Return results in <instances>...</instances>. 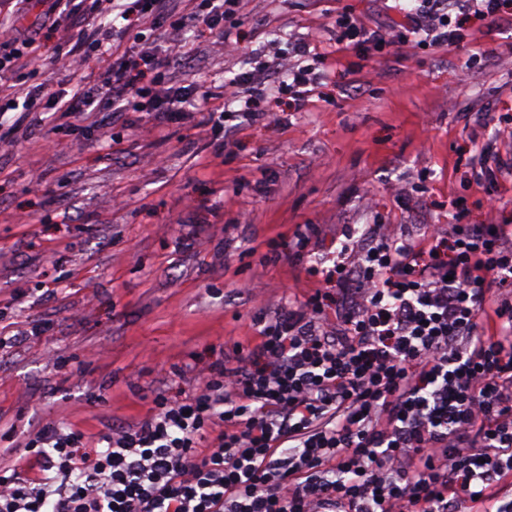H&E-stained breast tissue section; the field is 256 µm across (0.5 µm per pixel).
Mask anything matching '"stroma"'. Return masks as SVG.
<instances>
[{"mask_svg": "<svg viewBox=\"0 0 512 512\" xmlns=\"http://www.w3.org/2000/svg\"><path fill=\"white\" fill-rule=\"evenodd\" d=\"M330 5L383 26L402 19L384 0H246L225 22L236 54L214 56L200 26L168 69L195 84L194 121L149 137L142 112L79 121L39 105L0 118V425L27 436L58 418L90 434L137 422L156 394L192 389L195 360L250 343L255 319L279 314L307 267L332 265L343 225L396 224L415 238L460 208L469 224L512 223V176H497L494 213L470 164L512 126V24L457 5L452 18L478 32L472 51L340 53ZM19 25L39 30L44 59L22 82L71 94L112 63L65 68L43 6ZM291 35L323 56L317 97L281 125L240 127L225 79ZM301 233L311 243L295 262ZM197 235L204 245L190 248ZM256 282L270 287L260 304L246 292Z\"/></svg>", "mask_w": 512, "mask_h": 512, "instance_id": "obj_1", "label": "stroma"}]
</instances>
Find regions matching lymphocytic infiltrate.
Returning <instances> with one entry per match:
<instances>
[{"instance_id": "1", "label": "lymphocytic infiltrate", "mask_w": 512, "mask_h": 512, "mask_svg": "<svg viewBox=\"0 0 512 512\" xmlns=\"http://www.w3.org/2000/svg\"><path fill=\"white\" fill-rule=\"evenodd\" d=\"M94 24L64 32L78 71L111 51L99 86L61 112L153 115L151 132L200 111L168 83L188 27L235 51L224 20L242 0H48ZM132 38L124 46V38ZM463 49L475 35L448 0H421L401 23L336 15V49ZM37 38L0 18V79L39 63ZM308 43L273 40L225 80L242 123L273 121L272 93L303 110L319 78ZM190 395L159 394L132 425L95 435L39 429L0 465V512H512V224H455L408 239L393 224L347 231L332 267L308 270L297 299L261 321L234 361L199 368Z\"/></svg>"}]
</instances>
